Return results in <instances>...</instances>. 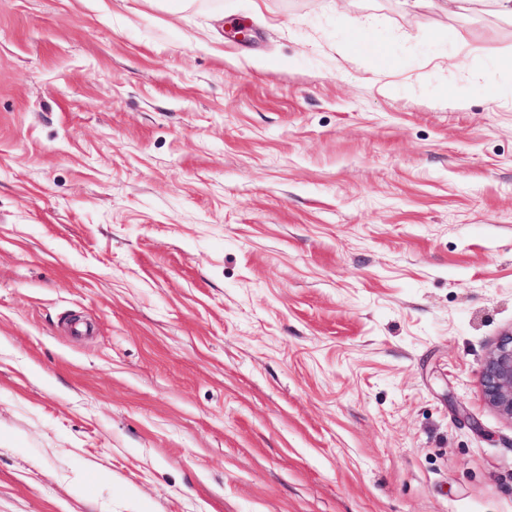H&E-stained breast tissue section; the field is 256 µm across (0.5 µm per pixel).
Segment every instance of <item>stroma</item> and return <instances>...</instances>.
<instances>
[{
  "mask_svg": "<svg viewBox=\"0 0 512 512\" xmlns=\"http://www.w3.org/2000/svg\"><path fill=\"white\" fill-rule=\"evenodd\" d=\"M442 4L0 0V512H512V21ZM481 386L485 402L512 420V332L502 336L486 358Z\"/></svg>",
  "mask_w": 512,
  "mask_h": 512,
  "instance_id": "1",
  "label": "stroma"
}]
</instances>
